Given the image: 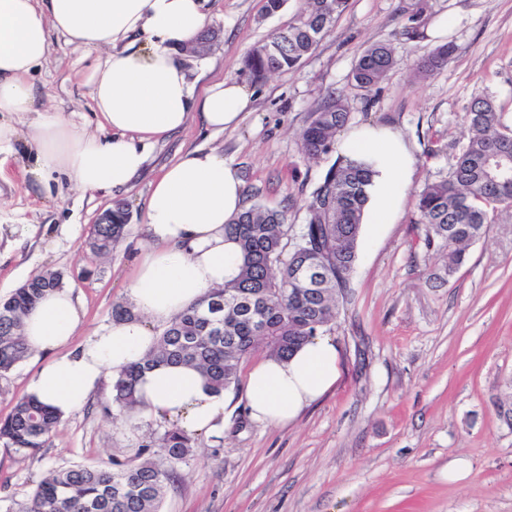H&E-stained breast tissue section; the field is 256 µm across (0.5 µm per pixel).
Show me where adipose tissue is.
Listing matches in <instances>:
<instances>
[{
    "label": "adipose tissue",
    "instance_id": "obj_1",
    "mask_svg": "<svg viewBox=\"0 0 512 512\" xmlns=\"http://www.w3.org/2000/svg\"><path fill=\"white\" fill-rule=\"evenodd\" d=\"M205 0H0V112L36 113L28 137L33 183L59 173L85 192L126 187L145 166L155 143L199 117L210 130L237 128L252 93L223 79L195 94L181 50L207 27ZM105 52L86 77L103 138L58 112H37L32 72L48 58L52 39ZM348 155L372 164L366 221L394 223L408 185L410 156L387 128H366L346 145ZM244 208L243 185L223 155L193 148L165 166L145 210L150 245L136 256L127 280L130 315L73 339L83 312L72 289L47 292L24 317L23 332L41 363L29 391L66 413L81 407L107 377H119L157 343L156 326L198 302L239 273L240 252L225 224ZM330 336L311 338L291 357H266L247 372L251 418L285 425L337 382L340 367ZM137 420H168L191 436L218 429L224 397L212 393L187 366H157L138 384Z\"/></svg>",
    "mask_w": 512,
    "mask_h": 512
}]
</instances>
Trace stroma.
I'll list each match as a JSON object with an SVG mask.
<instances>
[{
	"mask_svg": "<svg viewBox=\"0 0 512 512\" xmlns=\"http://www.w3.org/2000/svg\"><path fill=\"white\" fill-rule=\"evenodd\" d=\"M418 0H348L314 51L292 70L253 85L252 108L233 131L214 132L199 119L151 148L144 171L123 191L85 193L54 175L31 184L34 162L26 139L0 158V300L11 285L61 272L78 295L89 334L126 304L134 256L147 246L145 206L162 169L190 148L216 149L237 169L246 204L288 210L306 221L304 201L329 163L309 160L299 132L321 95L333 89L352 102L347 133L388 127L406 140L412 166L394 223L361 228L349 298L330 330L341 357L335 388L283 427L251 420L246 386L225 392L224 427L201 436L192 460L167 492L162 512H512V425L500 413L512 399V206L499 207L486 234L446 283L445 258L423 244L416 195L426 181L447 176L468 131L464 114L478 96L493 97L512 127V0H425L420 23L447 19L455 48L448 65L414 79L434 49L427 37L407 38ZM300 5L287 0L263 13L264 0H207L211 25L223 38L193 61L195 91L212 80L248 81L242 59L288 23ZM392 44L398 63L369 91L354 89L352 68L371 44ZM101 56L52 41L34 76L38 107L96 130L85 77ZM131 220L105 256L88 240L98 216L115 202ZM39 366L29 355L0 375V418L28 390ZM110 388L70 412L36 455L0 445V512L18 504L47 471L79 462L125 459L161 423L133 426L105 419L97 403ZM469 465L448 481L449 461Z\"/></svg>",
	"mask_w": 512,
	"mask_h": 512,
	"instance_id": "obj_1",
	"label": "stroma"
}]
</instances>
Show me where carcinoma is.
I'll return each mask as SVG.
<instances>
[{
	"mask_svg": "<svg viewBox=\"0 0 512 512\" xmlns=\"http://www.w3.org/2000/svg\"><path fill=\"white\" fill-rule=\"evenodd\" d=\"M346 7L347 0H302L287 26L246 53L243 70L262 83L276 72L296 68ZM219 35L220 29L206 28L188 56L203 57ZM453 52L450 43L436 47L420 59L414 77L425 78L447 66ZM395 65L392 47L374 43L355 62L351 80L359 89H370ZM350 117L348 98L326 93L299 133L303 154L312 160L330 155ZM465 120L469 136L448 175L427 181L417 194L424 243L447 252L450 278L463 264L467 247L485 235L490 213L499 205H512V182L490 183L484 167L493 155L504 167L512 166V129L503 124L489 96L474 98ZM373 175L364 162L336 158L305 199L306 224L293 236L286 208L261 203L244 208L225 227L241 251L238 277L209 291L165 325L156 347L113 382L111 398L99 402L102 415L112 419L117 411L133 419L139 405L137 382L155 366L192 365L219 394L236 382L241 364L258 350L286 358L336 324L357 257ZM129 219L125 206L114 204L112 223L93 226L92 252H112L127 233ZM61 287L62 275L45 271L0 300V374L29 355L23 315L45 292ZM60 423L57 409L24 395L0 419V443L33 453L45 446ZM193 448L195 438L170 425L146 437L132 458L50 470L18 512H160L165 489L177 481L179 467L192 457ZM157 455L165 464L157 463Z\"/></svg>",
	"mask_w": 512,
	"mask_h": 512,
	"instance_id": "carcinoma-1",
	"label": "carcinoma"
}]
</instances>
